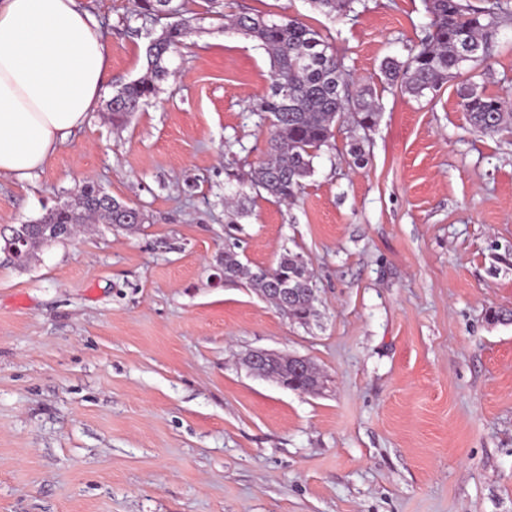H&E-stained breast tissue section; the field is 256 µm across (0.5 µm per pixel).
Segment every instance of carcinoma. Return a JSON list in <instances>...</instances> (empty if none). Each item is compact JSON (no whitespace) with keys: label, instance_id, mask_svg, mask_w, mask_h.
<instances>
[{"label":"carcinoma","instance_id":"obj_1","mask_svg":"<svg viewBox=\"0 0 512 512\" xmlns=\"http://www.w3.org/2000/svg\"><path fill=\"white\" fill-rule=\"evenodd\" d=\"M335 17L355 12L363 0H311ZM140 15L147 18L166 12L177 18L147 45V72L120 85L107 103L112 123L121 125L156 94L157 85L171 72L169 55L179 50L188 29L179 20L182 0H138ZM430 17L427 31L411 56L404 62L388 58L381 64L385 82L403 93L422 97L437 93L466 62L482 63L491 57L501 21L512 19V0H485L474 8L463 0H425ZM235 30L261 43L270 56L273 69L271 94L255 108L265 113L269 136L265 160L253 169L251 186L278 202H290L303 188V180L314 172L313 159L330 144L337 124L352 119L370 129L379 118L373 89L355 80L345 69L343 59L318 31L294 17L278 22L242 10L225 16L224 31ZM460 106L471 124L486 134H495L512 124V112L502 102L463 85L458 89ZM92 182L82 186L70 202L57 206L38 223L64 240L67 231L95 218L108 224L136 227L130 206L112 199ZM224 279L240 280L263 295L286 278L294 289L289 298L290 317L307 320L314 311L315 285L306 263L297 253L284 252L276 264L253 269L244 264L238 252L224 249ZM300 391L320 385L317 371L297 376L288 373Z\"/></svg>","mask_w":512,"mask_h":512}]
</instances>
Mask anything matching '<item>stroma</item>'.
Masks as SVG:
<instances>
[{
  "label": "stroma",
  "instance_id": "obj_1",
  "mask_svg": "<svg viewBox=\"0 0 512 512\" xmlns=\"http://www.w3.org/2000/svg\"><path fill=\"white\" fill-rule=\"evenodd\" d=\"M100 22L107 94L141 77L164 27L133 0H78ZM300 18L380 108L367 165L336 126L290 205L250 185L269 125L257 40L186 0L170 77L122 128L105 105L29 180L0 178V226L85 182L139 208L23 265L0 255V512H512V126L476 131L463 84L512 112V21L493 56L437 95L388 88L428 21L423 0H227ZM301 254L316 317L287 318L222 275ZM499 319H490V312ZM303 356L318 392L241 362Z\"/></svg>",
  "mask_w": 512,
  "mask_h": 512
}]
</instances>
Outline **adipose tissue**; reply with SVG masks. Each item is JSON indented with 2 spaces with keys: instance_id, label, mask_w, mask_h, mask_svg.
<instances>
[{
  "instance_id": "adipose-tissue-1",
  "label": "adipose tissue",
  "mask_w": 512,
  "mask_h": 512,
  "mask_svg": "<svg viewBox=\"0 0 512 512\" xmlns=\"http://www.w3.org/2000/svg\"><path fill=\"white\" fill-rule=\"evenodd\" d=\"M107 51L77 0H0V176L28 180L104 92Z\"/></svg>"
}]
</instances>
